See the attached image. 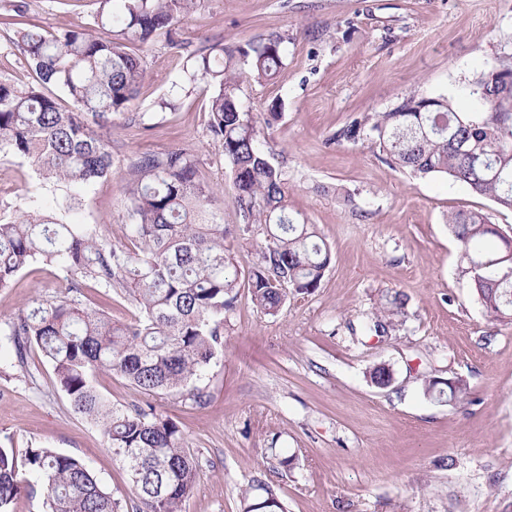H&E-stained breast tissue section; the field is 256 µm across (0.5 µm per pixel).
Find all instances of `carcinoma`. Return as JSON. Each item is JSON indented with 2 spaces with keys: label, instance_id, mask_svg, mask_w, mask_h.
Returning <instances> with one entry per match:
<instances>
[{
  "label": "carcinoma",
  "instance_id": "cac0c4a2",
  "mask_svg": "<svg viewBox=\"0 0 512 512\" xmlns=\"http://www.w3.org/2000/svg\"><path fill=\"white\" fill-rule=\"evenodd\" d=\"M99 32L70 28L50 32L28 16L26 0H14L0 24L17 27L14 44L36 73L35 85L0 79V152L28 159L39 178L68 191L112 172V141L102 130L135 98L146 71L131 47L157 35L171 36L200 0H98ZM288 38L272 34L229 49L221 41L198 50L196 74L212 86L208 131L233 174L240 230L263 236L247 288L253 303L276 314L288 293L311 294L331 261L328 246L308 218L288 210V182L272 161L263 130L240 100L243 78L275 80L286 68ZM512 61L474 78L478 112H458L444 96L407 95L393 108L353 119L336 140L361 132L386 159L418 178L443 177L512 211ZM63 91L68 109L54 95ZM127 196L134 222L127 244L114 246L96 228L72 224L65 206L0 219V289L34 263L67 272L69 295L37 304L11 321L19 366L37 347L50 364L73 409L99 424L112 454L125 468L134 493L132 512H182L200 478L178 425L151 405L110 403L94 386L102 370L125 378L140 394L183 389L205 402L197 385L224 348V318L237 301L238 269L224 249V225L206 215L214 189L198 175L187 148L146 151L131 158ZM470 288L486 315L512 324V236L481 212L448 215ZM116 293L137 309L134 321H112L82 303L86 288ZM430 380L424 393L450 401L466 388L438 394ZM39 476L46 512H119L86 465L52 448H0V512H13L23 491H35L27 474Z\"/></svg>",
  "mask_w": 512,
  "mask_h": 512
}]
</instances>
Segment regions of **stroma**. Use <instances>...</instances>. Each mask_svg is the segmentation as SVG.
Instances as JSON below:
<instances>
[{"label": "stroma", "mask_w": 512, "mask_h": 512, "mask_svg": "<svg viewBox=\"0 0 512 512\" xmlns=\"http://www.w3.org/2000/svg\"><path fill=\"white\" fill-rule=\"evenodd\" d=\"M28 2L49 31L91 26L97 10L96 0ZM270 34L288 38L284 76L244 82L240 100L268 125L291 209L330 248L321 285L274 315L240 288L224 350L200 382L205 406L183 392L137 393L109 371L96 374L97 389L118 405L152 404L183 431L202 468L182 512H243L269 489L286 512H512V325L491 321L474 298L446 224L450 213L479 210L512 232V211L446 179L411 177L369 138H336L414 92L477 111L472 79L512 59V0H201L172 37L142 48L146 79L112 120V173L81 190L69 221L126 242L128 160L188 146L218 189L224 246L247 273L261 242L239 231L232 174L207 130L208 83L188 82L186 71L212 41L234 47ZM14 39L0 24V76L34 83ZM164 100L176 110L160 109ZM59 201L30 161L0 153V216ZM59 273L37 263L0 291V447L78 458L125 502L127 473L100 428L73 410L39 351L19 366L8 338L10 318L61 295ZM396 292L402 315L387 336L366 335ZM380 363L394 372L386 389L370 378ZM425 376L462 380L467 393L425 396ZM285 456L291 468L279 466Z\"/></svg>", "instance_id": "stroma-1"}]
</instances>
